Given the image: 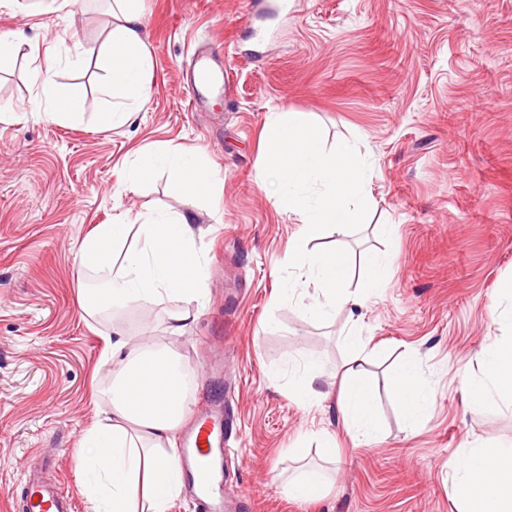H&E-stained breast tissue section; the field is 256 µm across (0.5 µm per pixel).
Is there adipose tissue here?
<instances>
[{
    "mask_svg": "<svg viewBox=\"0 0 512 512\" xmlns=\"http://www.w3.org/2000/svg\"><path fill=\"white\" fill-rule=\"evenodd\" d=\"M114 2L112 28L96 58L112 101L99 115L105 129L128 123L150 92L151 59L140 36L142 0ZM35 80L51 120L82 118L85 99L79 84L57 82L49 67L37 69ZM159 173L177 188L185 208L136 226L100 224L93 229L81 245V262L103 274L105 282L84 294L82 309L88 316L174 295L196 302L204 298L207 273L193 228L194 207L199 197L217 194L223 179L197 152L167 145L136 152L128 190ZM478 356L483 372L469 387L468 408L494 400L512 405V337H487ZM104 357L112 362L113 379L97 395L107 408L84 431L77 458L90 512H168L181 491V469L172 446L189 412L186 384L194 372L170 347L121 332L105 337ZM325 377L321 360L307 355L289 382L288 394L303 405H315ZM392 383L407 423L421 422L432 400L415 358L396 368ZM372 391L363 358L353 356L342 368L337 403L342 426L358 445L379 433ZM448 483L459 512H512V448L476 442L458 449L448 460Z\"/></svg>",
    "mask_w": 512,
    "mask_h": 512,
    "instance_id": "obj_1",
    "label": "adipose tissue"
}]
</instances>
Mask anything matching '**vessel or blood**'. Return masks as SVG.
<instances>
[{
  "label": "vessel or blood",
  "instance_id": "obj_1",
  "mask_svg": "<svg viewBox=\"0 0 512 512\" xmlns=\"http://www.w3.org/2000/svg\"><path fill=\"white\" fill-rule=\"evenodd\" d=\"M224 72L207 57L196 56L193 67L195 93L189 101L197 112L210 92L224 88ZM225 410L208 407L197 410L192 424L183 432L178 454L184 472V489L205 512H225ZM16 512H74V500L63 487L31 477L24 494L15 502Z\"/></svg>",
  "mask_w": 512,
  "mask_h": 512
}]
</instances>
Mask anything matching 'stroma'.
I'll list each match as a JSON object with an SVG mask.
<instances>
[{
  "mask_svg": "<svg viewBox=\"0 0 512 512\" xmlns=\"http://www.w3.org/2000/svg\"><path fill=\"white\" fill-rule=\"evenodd\" d=\"M21 2L0 6V35L24 36L0 65V512H14L34 473L88 512L78 440L104 407L95 385L112 373L102 351L116 327L197 369L187 389L194 407L224 403L233 421L224 495L240 512H457L449 456L512 441L511 411L464 407L481 373L477 353L496 330L489 305L512 276V0H296L261 42L245 26L246 0H144L149 100L108 131L96 125L109 99L95 59L112 0L53 10ZM203 42L229 83L208 111L193 112L183 72ZM51 58L57 81L83 87L80 123L45 114L34 72ZM283 107L308 113L326 144L356 141L374 168L364 226L325 231L309 247L347 249L351 289L368 255H388V283L322 323L297 303L273 302L300 223L275 208L253 171L264 117ZM165 143L201 151L224 178L218 200L195 205L208 295L180 337L166 326L185 301L91 318L80 299L102 282L81 263L94 226L182 209L165 177L126 188L134 153ZM385 224L398 225V246ZM357 351L379 382L381 424L360 447L338 420L336 395L307 408L288 394L303 356L336 373ZM410 354L433 400L412 431L387 383ZM325 430L336 435L331 454L319 446ZM305 467L334 484L313 500L289 499L284 487Z\"/></svg>",
  "mask_w": 512,
  "mask_h": 512,
  "instance_id": "obj_1",
  "label": "stroma"
}]
</instances>
